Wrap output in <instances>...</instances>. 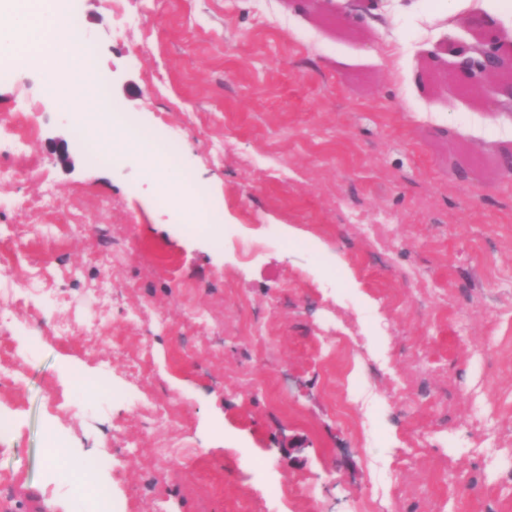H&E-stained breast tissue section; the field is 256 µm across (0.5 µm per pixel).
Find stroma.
<instances>
[{
	"instance_id": "obj_1",
	"label": "stroma",
	"mask_w": 512,
	"mask_h": 512,
	"mask_svg": "<svg viewBox=\"0 0 512 512\" xmlns=\"http://www.w3.org/2000/svg\"><path fill=\"white\" fill-rule=\"evenodd\" d=\"M56 6L182 166L99 160L0 64L39 129L0 182V512H87L57 472L88 458L112 512H512V115L456 68L481 0ZM185 169L214 227L159 206Z\"/></svg>"
}]
</instances>
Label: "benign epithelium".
<instances>
[{"label":"benign epithelium","mask_w":512,"mask_h":512,"mask_svg":"<svg viewBox=\"0 0 512 512\" xmlns=\"http://www.w3.org/2000/svg\"><path fill=\"white\" fill-rule=\"evenodd\" d=\"M460 55V69L465 75L463 91H478L492 82L500 94L512 99V57H504L495 43L489 41L468 46Z\"/></svg>","instance_id":"1"}]
</instances>
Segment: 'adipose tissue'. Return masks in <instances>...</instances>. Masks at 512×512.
<instances>
[{"label": "adipose tissue", "mask_w": 512, "mask_h": 512, "mask_svg": "<svg viewBox=\"0 0 512 512\" xmlns=\"http://www.w3.org/2000/svg\"><path fill=\"white\" fill-rule=\"evenodd\" d=\"M14 58L46 70L62 58L81 70L83 62L71 51L54 0H0V60Z\"/></svg>", "instance_id": "1"}]
</instances>
